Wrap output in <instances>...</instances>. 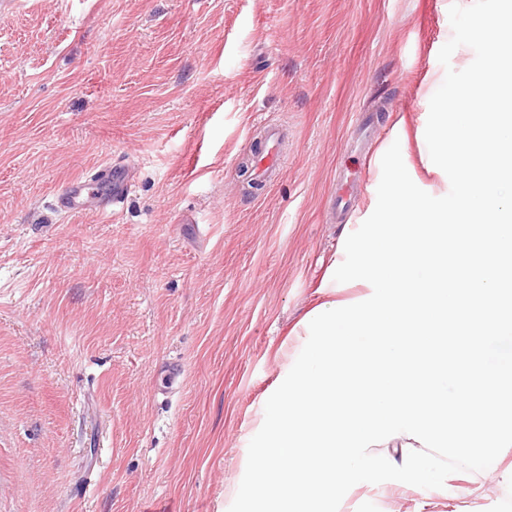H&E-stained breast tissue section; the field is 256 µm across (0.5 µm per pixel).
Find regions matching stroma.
I'll return each mask as SVG.
<instances>
[{
  "label": "stroma",
  "instance_id": "35a3bbf8",
  "mask_svg": "<svg viewBox=\"0 0 512 512\" xmlns=\"http://www.w3.org/2000/svg\"><path fill=\"white\" fill-rule=\"evenodd\" d=\"M450 0H19L0 11V512H228L287 328L345 224L354 153L425 112ZM283 164L246 168L268 125ZM399 143V142H396ZM412 152L413 141L399 143ZM361 169L346 220L336 172ZM130 193L65 214L66 184ZM444 494L360 483L340 512H512V447Z\"/></svg>",
  "mask_w": 512,
  "mask_h": 512
}]
</instances>
